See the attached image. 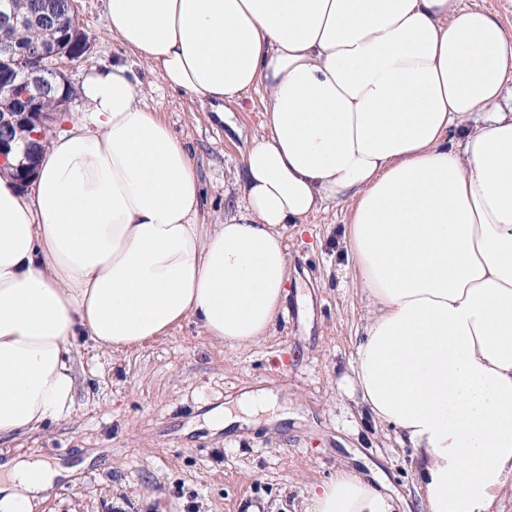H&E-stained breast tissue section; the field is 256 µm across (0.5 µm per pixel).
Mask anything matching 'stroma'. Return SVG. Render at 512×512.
I'll list each match as a JSON object with an SVG mask.
<instances>
[{
	"instance_id": "obj_1",
	"label": "stroma",
	"mask_w": 512,
	"mask_h": 512,
	"mask_svg": "<svg viewBox=\"0 0 512 512\" xmlns=\"http://www.w3.org/2000/svg\"><path fill=\"white\" fill-rule=\"evenodd\" d=\"M78 9L91 48L65 69L75 87L91 68L125 56L105 25V0H78ZM138 74L143 104L196 160L202 223H223L236 201L235 171L266 134L265 92L226 104L220 121L146 67ZM350 208L345 201L320 210L307 231L289 238L290 294L274 336L232 350L186 321L126 352L80 346L72 415L9 444L13 455L73 466L44 512H149L154 496L165 512H185L191 503L197 512H246L262 499L289 508L340 467L373 471L397 512H426L412 450L362 418L352 394L354 339L366 308L336 249ZM260 390L288 421L248 424L233 435L203 428L206 411ZM116 497L123 508L114 507Z\"/></svg>"
}]
</instances>
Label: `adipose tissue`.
I'll list each match as a JSON object with an SVG mask.
<instances>
[{"label":"adipose tissue","instance_id":"ef3b65f1","mask_svg":"<svg viewBox=\"0 0 512 512\" xmlns=\"http://www.w3.org/2000/svg\"><path fill=\"white\" fill-rule=\"evenodd\" d=\"M126 59L89 71L30 190L0 174V441L68 418L80 340L126 351L184 320L239 349L273 335L288 233L341 230L367 317L352 389L413 448L427 512H499L512 481V32L463 0H106ZM207 104L267 94L238 200L200 223L196 160L141 101L137 67ZM211 411L214 433L269 413ZM68 471L0 462V512ZM302 512H394L342 468Z\"/></svg>","mask_w":512,"mask_h":512}]
</instances>
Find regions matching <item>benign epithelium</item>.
Instances as JSON below:
<instances>
[{"label": "benign epithelium", "instance_id": "7a95c632", "mask_svg": "<svg viewBox=\"0 0 512 512\" xmlns=\"http://www.w3.org/2000/svg\"><path fill=\"white\" fill-rule=\"evenodd\" d=\"M77 10V0H69L68 16L50 22L57 37L41 42L39 49L31 53L15 48L5 38V31L17 27L21 20L14 10L0 8V76L4 77L0 81V101L7 103L0 107V167L15 156L21 134H29L32 140L25 143L15 166L23 187L34 174L38 143L49 132L51 111L47 103L54 98L58 82L66 83L65 92L54 98L58 106L65 105L73 96L60 63L75 60L90 49L86 34L76 24Z\"/></svg>", "mask_w": 512, "mask_h": 512}]
</instances>
